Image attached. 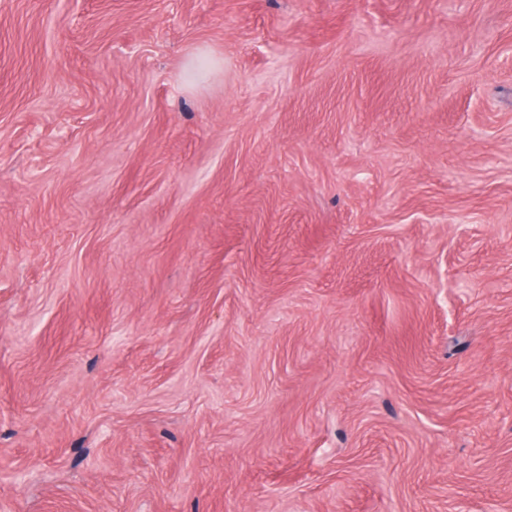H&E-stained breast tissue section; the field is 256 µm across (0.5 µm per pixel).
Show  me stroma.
I'll list each match as a JSON object with an SVG mask.
<instances>
[{
    "label": "stroma",
    "mask_w": 512,
    "mask_h": 512,
    "mask_svg": "<svg viewBox=\"0 0 512 512\" xmlns=\"http://www.w3.org/2000/svg\"><path fill=\"white\" fill-rule=\"evenodd\" d=\"M0 512H512V0H0Z\"/></svg>",
    "instance_id": "35a3bbf8"
}]
</instances>
